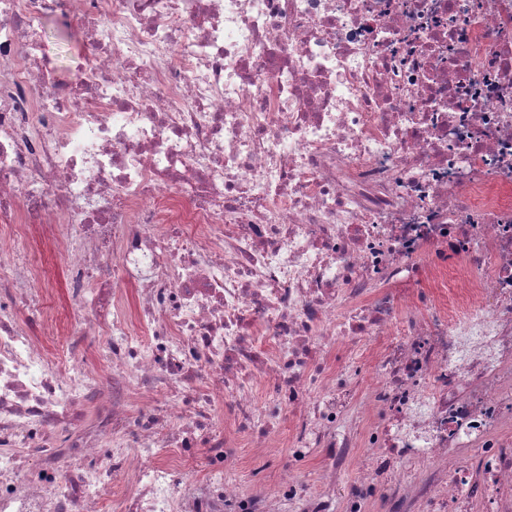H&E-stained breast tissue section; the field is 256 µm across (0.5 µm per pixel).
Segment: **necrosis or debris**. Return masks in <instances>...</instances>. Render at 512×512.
<instances>
[{
  "mask_svg": "<svg viewBox=\"0 0 512 512\" xmlns=\"http://www.w3.org/2000/svg\"><path fill=\"white\" fill-rule=\"evenodd\" d=\"M351 470L345 512H512V0H0V512H336ZM63 26L64 23L56 16H48L42 21V63L55 79L66 83L73 78V72L69 69L70 60L78 52L84 37L77 26L62 29ZM58 32L68 34V41H61ZM16 244L20 248L22 255H25V258H32L35 271L38 273L36 276L45 283L46 288H53V290L43 298L45 309L52 312L58 321L64 322L65 311L62 305V277L53 247L50 245H42L33 252L32 247L27 246L25 242L17 240ZM43 278L50 283L51 287ZM244 447L239 448L243 457V468L235 476V479L247 486L256 484L274 482L280 473L283 465L288 464V457L278 456L273 463L256 470L259 466L257 456L254 455L252 448L248 447L247 442H243Z\"/></svg>",
  "mask_w": 512,
  "mask_h": 512,
  "instance_id": "necrosis-or-debris-1",
  "label": "necrosis or debris"
}]
</instances>
